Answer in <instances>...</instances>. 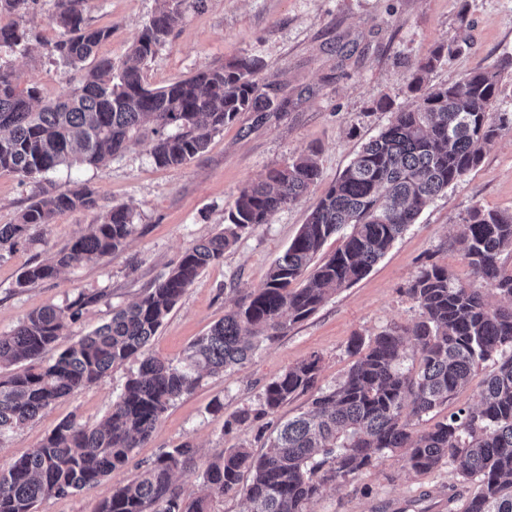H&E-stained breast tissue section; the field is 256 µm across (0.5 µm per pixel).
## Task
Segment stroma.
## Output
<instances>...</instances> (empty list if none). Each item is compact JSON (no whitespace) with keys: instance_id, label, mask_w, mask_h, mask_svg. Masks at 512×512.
Segmentation results:
<instances>
[{"instance_id":"obj_1","label":"stroma","mask_w":512,"mask_h":512,"mask_svg":"<svg viewBox=\"0 0 512 512\" xmlns=\"http://www.w3.org/2000/svg\"><path fill=\"white\" fill-rule=\"evenodd\" d=\"M156 6L155 0H89L92 25L110 37L97 54L124 60ZM53 0H38L25 17L29 51L0 50V63L13 68L22 84L37 85L45 97L67 96L79 74L50 55L47 44L60 32L50 23ZM458 42L429 76L430 86L456 82L475 70H501L492 110L512 119V0H203L185 8L183 19L143 68L148 84L164 86L241 55L261 58L260 84L273 83L288 102L280 119L258 125L250 112L214 134L206 151L180 168L157 167L148 143L130 147L97 168L60 170L56 189L83 182L106 204L133 207L134 232L126 246L58 278L17 288L18 274L44 260L87 225L97 212L75 210L43 229L40 244L0 253V334L28 315L81 293H101L70 324L61 340L69 345L107 322L115 308L150 288L180 259L186 247L220 232L224 213L240 190L284 166L301 151L318 150L321 178L300 202L276 212L267 224L243 234L220 262L207 267L168 314L151 341L157 357L181 358L188 346L223 319L246 293L259 288L311 206L342 174L361 146L384 127L393 109L407 106L409 83L420 62L439 42ZM387 109H379V102ZM35 191L9 173H0V224L15 223ZM512 211V122L482 162L449 185L415 224L360 281L331 296L285 336L264 344L242 368L202 378L195 390L176 399L161 417L145 447L111 480L67 496L40 500L36 512H95L114 486L133 479L140 463L193 440L194 463L176 483L185 499L201 493L202 474L225 449L242 445L262 452L256 428H227L240 408L257 406L265 385L311 354L322 358L319 384L341 380L354 361L348 345L387 328L409 327L419 311L407 289L425 258L447 267L459 282L479 287L459 240L460 226L474 208ZM138 364L130 360L95 384L56 401L34 421L0 439V469L31 453L62 421H100ZM221 401L213 411V401ZM472 483L448 467L409 471L400 454L388 453L355 476L328 484L310 512H463Z\"/></svg>"}]
</instances>
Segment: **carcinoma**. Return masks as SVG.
<instances>
[{"label":"carcinoma","instance_id":"cac0c4a2","mask_svg":"<svg viewBox=\"0 0 512 512\" xmlns=\"http://www.w3.org/2000/svg\"><path fill=\"white\" fill-rule=\"evenodd\" d=\"M29 2L0 0V14L12 17L0 24V48H29L31 36L23 25ZM87 2L54 0L51 15L62 38L50 53L82 71L71 95L46 98L34 84L21 89L19 76L0 65V172L38 184L17 222L0 224V251L40 242V228L62 213L102 211L99 222L52 259L24 267L19 288L92 263L123 247L133 233L130 207L103 204L101 194L85 183L57 192L45 186L49 174L73 165L97 167L145 140L157 166H184L240 113L252 112L262 123L280 117L287 107L277 94L258 92L263 62L255 56L162 87L145 82L142 65L179 25L185 0H157L149 23L117 66L96 57L110 30L89 23ZM461 50L446 42L430 51L410 86L411 104L394 111L322 193L263 285L242 296L178 362L149 351L164 319L203 268L318 184L317 149L245 186L224 218V230L186 248L157 283L91 334L52 353L68 325L98 302L99 293L43 308L0 335V366L24 364L0 378V437L94 384L112 367L138 360L137 372L101 421L63 420L32 453L0 470V512H34L44 497L79 492L126 467L170 403L196 388L201 371L216 375L245 366L263 344L361 280L440 193L480 164L507 123L491 112L500 72L475 70L453 84L426 85L430 72ZM337 234L342 245L318 259L325 241ZM460 240L474 275L508 305L489 304L480 290L454 280L446 267L427 258L408 288L420 315L411 329L402 334L389 328L367 341L355 337L350 347L357 359L330 387L317 386L320 357L312 355L265 386L260 408L235 415L234 422L244 425L276 414L298 394L313 392L308 409L280 423L262 453L244 446L228 449L204 470L206 493L187 502L174 481L196 454V446L185 441L113 488L96 512H211L214 500L238 493L248 503L247 512H309L325 484L397 450L411 471L446 464L472 482L466 512H512V267L501 261L512 253V213L471 211ZM410 358L418 366L405 367ZM489 360L494 369L476 404L459 407L412 435L408 417L448 405L474 369Z\"/></svg>","mask_w":512,"mask_h":512}]
</instances>
